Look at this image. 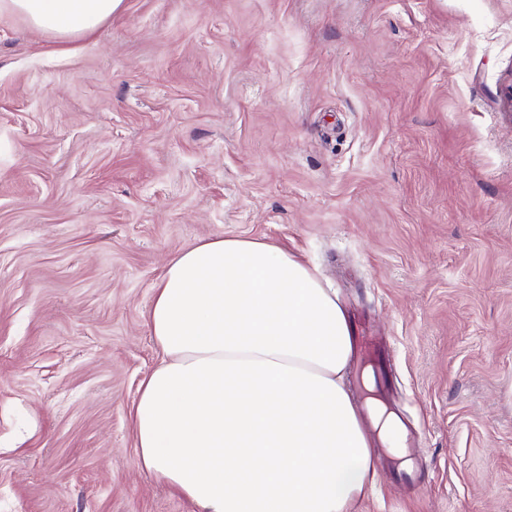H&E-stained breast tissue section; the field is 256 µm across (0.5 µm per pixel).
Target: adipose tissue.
<instances>
[{
	"instance_id": "obj_1",
	"label": "adipose tissue",
	"mask_w": 512,
	"mask_h": 512,
	"mask_svg": "<svg viewBox=\"0 0 512 512\" xmlns=\"http://www.w3.org/2000/svg\"><path fill=\"white\" fill-rule=\"evenodd\" d=\"M122 0H0L69 42ZM147 324L162 359L142 381L134 428L142 470L199 512H352L377 451L404 459L402 424L345 383L348 321L314 272L274 243L200 241L172 257Z\"/></svg>"
}]
</instances>
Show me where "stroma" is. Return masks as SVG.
<instances>
[{"label": "stroma", "instance_id": "35a3bbf8", "mask_svg": "<svg viewBox=\"0 0 512 512\" xmlns=\"http://www.w3.org/2000/svg\"><path fill=\"white\" fill-rule=\"evenodd\" d=\"M271 241L332 288L412 465L354 512H512V0L0 13V512H198L138 463L165 263ZM123 0H1L0 13L22 16L35 31L59 42L95 32L112 19Z\"/></svg>", "mask_w": 512, "mask_h": 512}]
</instances>
